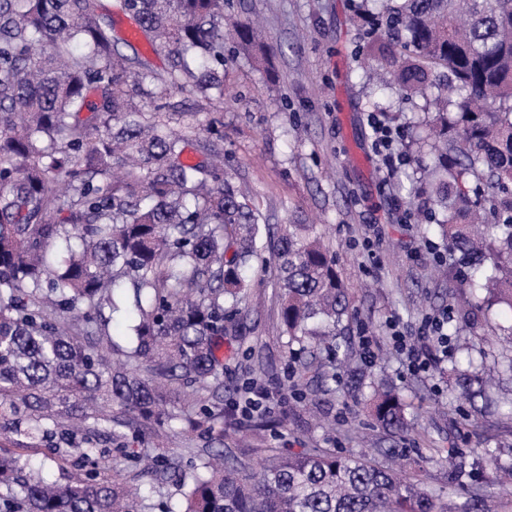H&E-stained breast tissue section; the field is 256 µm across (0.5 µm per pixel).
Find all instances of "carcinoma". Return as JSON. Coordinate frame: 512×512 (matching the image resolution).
<instances>
[{
    "mask_svg": "<svg viewBox=\"0 0 512 512\" xmlns=\"http://www.w3.org/2000/svg\"><path fill=\"white\" fill-rule=\"evenodd\" d=\"M357 8L405 49L399 87L436 109L419 141L433 163L414 188L433 208L416 220L448 243L429 276L452 268L468 289L452 297L456 336L476 311H512V0ZM234 32L260 47L249 25ZM141 37L165 72L135 49ZM223 72L224 0H0V432L17 435L0 444V512H444L417 473L321 448H268L255 469L224 450L221 350L243 335L247 272L270 224L221 149L186 159L169 101L189 89L209 111ZM275 252L289 353L336 359L353 306L323 232L288 224ZM116 314L132 320L118 340ZM364 404L384 431H409L389 383ZM165 428L205 441L190 474L160 447ZM79 435L90 470L76 481L20 468L15 449L46 444L57 458ZM116 455L145 467L99 480ZM172 477L178 500L153 505L154 482Z\"/></svg>",
    "mask_w": 512,
    "mask_h": 512,
    "instance_id": "cac0c4a2",
    "label": "carcinoma"
}]
</instances>
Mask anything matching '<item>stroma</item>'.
Returning <instances> with one entry per match:
<instances>
[{
    "instance_id": "obj_1",
    "label": "stroma",
    "mask_w": 512,
    "mask_h": 512,
    "mask_svg": "<svg viewBox=\"0 0 512 512\" xmlns=\"http://www.w3.org/2000/svg\"><path fill=\"white\" fill-rule=\"evenodd\" d=\"M226 18L257 22L269 48V63L249 60L233 38L224 40V166L273 224H317L336 253V269L348 288L354 319L335 365H323L298 383L301 399L284 394L285 342L279 324V290L274 262L259 269L251 294L258 307L243 311L244 329L225 343L228 374L224 405L232 407L238 384L250 380L267 388L272 429L256 447L242 448L235 426L225 425L224 446L258 458L260 449L300 453L312 448L342 455L376 458L378 449H398L404 463L419 469L428 491L448 506L464 505L478 495L482 512H512V496L499 486L500 467L512 464V311L498 310L491 331L475 316L470 335L453 337L454 359L443 358L420 333L425 315L446 309L458 293L455 277L435 281L424 271L427 243L438 235L427 225L409 222L407 213L430 207L427 197H410L388 175L373 152L367 113L397 115L404 136L398 150L421 131L428 107L400 88H384L365 77L368 65L394 69L403 49L387 35L372 36L354 10L353 0H224ZM379 41L384 57H368ZM184 113L173 120L189 138L186 155L201 158L208 142L207 113L189 92L174 96ZM396 321L429 363L466 369L480 358L496 372L492 394L501 406L484 409L482 400L459 398L455 379L429 371L409 374L390 345L389 321ZM378 353L376 371L396 387L414 419V428L389 436L376 426L367 407L358 405L351 376L364 366L362 337ZM497 455L487 461L486 451ZM454 454L457 477H449L442 458Z\"/></svg>"
}]
</instances>
